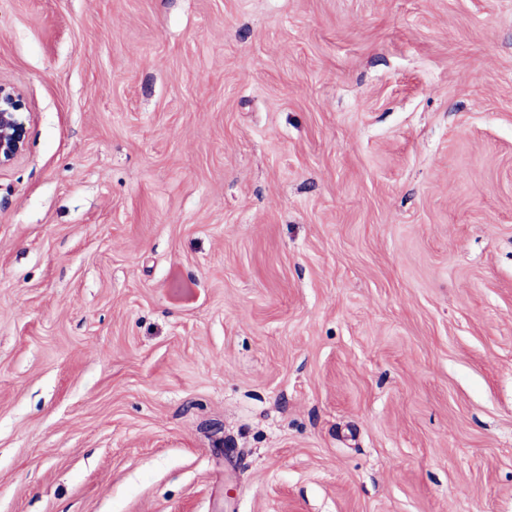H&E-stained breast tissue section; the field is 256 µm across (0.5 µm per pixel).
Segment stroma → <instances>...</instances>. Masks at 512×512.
Instances as JSON below:
<instances>
[{
  "label": "stroma",
  "mask_w": 512,
  "mask_h": 512,
  "mask_svg": "<svg viewBox=\"0 0 512 512\" xmlns=\"http://www.w3.org/2000/svg\"><path fill=\"white\" fill-rule=\"evenodd\" d=\"M0 512H512V0H0ZM26 99L17 87L0 81V168L19 159L26 148V126L22 120Z\"/></svg>",
  "instance_id": "35a3bbf8"
}]
</instances>
